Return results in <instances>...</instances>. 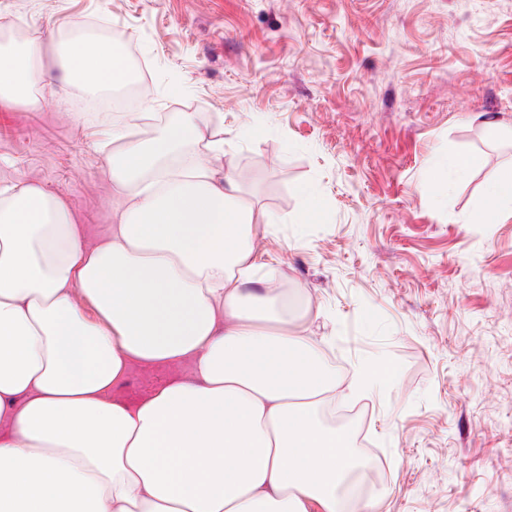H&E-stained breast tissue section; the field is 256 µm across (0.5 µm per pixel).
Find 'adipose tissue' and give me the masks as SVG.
Instances as JSON below:
<instances>
[{
  "mask_svg": "<svg viewBox=\"0 0 512 512\" xmlns=\"http://www.w3.org/2000/svg\"><path fill=\"white\" fill-rule=\"evenodd\" d=\"M63 81L96 95L130 79L117 40L64 45ZM32 45L0 51V95L28 96ZM106 144L127 204L89 241L36 185H0V512H343L361 467L326 415L367 396L347 385L306 312L258 275L256 225L274 218L207 156L185 114L147 138ZM178 370L141 400L113 389L132 370Z\"/></svg>",
  "mask_w": 512,
  "mask_h": 512,
  "instance_id": "adipose-tissue-1",
  "label": "adipose tissue"
}]
</instances>
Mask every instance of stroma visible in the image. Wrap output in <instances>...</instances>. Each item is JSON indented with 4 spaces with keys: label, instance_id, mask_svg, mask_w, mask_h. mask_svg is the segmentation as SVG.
I'll return each mask as SVG.
<instances>
[{
    "label": "stroma",
    "instance_id": "obj_1",
    "mask_svg": "<svg viewBox=\"0 0 512 512\" xmlns=\"http://www.w3.org/2000/svg\"><path fill=\"white\" fill-rule=\"evenodd\" d=\"M120 36L148 73L140 111L190 112L277 224L254 261L309 310L338 380L387 371L352 449L378 512H512V217L476 224L512 165V0H0V48L40 49L45 101L0 96V183L57 196L90 239L123 208L112 128L64 86L75 22ZM443 153L481 163L439 204ZM315 186L321 212L292 223Z\"/></svg>",
    "mask_w": 512,
    "mask_h": 512
}]
</instances>
